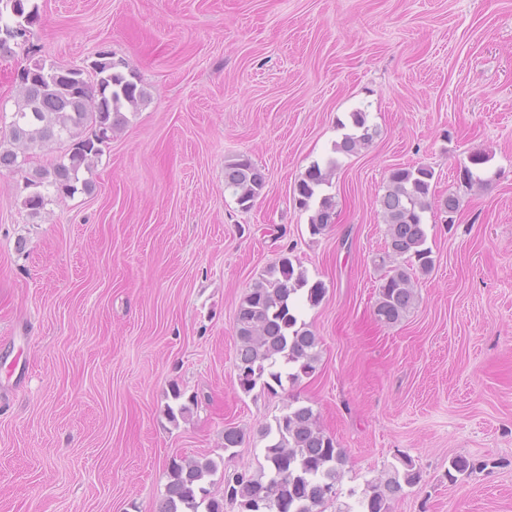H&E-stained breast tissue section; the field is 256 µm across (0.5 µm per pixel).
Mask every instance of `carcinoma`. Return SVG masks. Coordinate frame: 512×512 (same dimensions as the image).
I'll return each instance as SVG.
<instances>
[{
	"label": "carcinoma",
	"instance_id": "carcinoma-1",
	"mask_svg": "<svg viewBox=\"0 0 512 512\" xmlns=\"http://www.w3.org/2000/svg\"><path fill=\"white\" fill-rule=\"evenodd\" d=\"M40 21L39 8L31 0H0V52L11 51L19 39L13 29L27 31ZM19 99L11 120L0 136V172L25 179L23 206L38 215L54 197L87 191L90 184L80 178L103 154L112 132L126 122L125 111H135L149 94L126 62L114 60L112 52L96 53L90 70L61 68L39 61L27 64L15 78ZM348 132L334 143L335 155H352L373 139L376 130L368 113L357 109L349 115ZM50 143L65 147L59 160L47 167L30 166L31 152ZM338 166L335 156L314 161L293 188L297 204L314 208L309 230L322 234L334 214L333 198L319 195ZM434 172L427 166L391 169L377 205L387 225L386 250L378 266L385 275L378 287L374 315L380 322L400 320L414 304L416 274L428 273L434 263L426 247L424 214L429 209ZM266 184L263 170L251 158L240 155L224 166V189L238 205L250 209ZM302 296L311 306L325 296L321 282L309 283L306 271L287 254L270 264L240 302L236 317V369L245 373L240 388L256 387L277 393L283 381L292 384L317 369L318 340L306 323L299 321L295 300ZM173 404L166 414L173 423L184 418L190 407L181 402L179 386L171 387ZM265 464L257 475L241 473L224 481V495L209 496L206 478L217 472L212 460L183 459L168 469L162 512H224V503L238 512H323L336 498L344 476L346 454L321 429L309 405L294 399L274 423L265 427ZM421 480L409 459L385 475L366 483L355 504L344 512H388L389 503Z\"/></svg>",
	"mask_w": 512,
	"mask_h": 512
}]
</instances>
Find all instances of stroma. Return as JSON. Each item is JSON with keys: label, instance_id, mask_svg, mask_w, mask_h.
Listing matches in <instances>:
<instances>
[{"label": "stroma", "instance_id": "obj_1", "mask_svg": "<svg viewBox=\"0 0 512 512\" xmlns=\"http://www.w3.org/2000/svg\"><path fill=\"white\" fill-rule=\"evenodd\" d=\"M35 2L39 25L0 54L1 107L30 58L86 67L102 49L149 98L83 172L91 191L34 217L21 178L0 174V512H160L185 458L215 461L222 497L295 398L346 453L325 512L406 456L421 481L389 512H512V0ZM359 108L376 134L340 156L334 222L311 235L293 187ZM239 155L266 176L248 210L224 188ZM421 165L434 267L386 325L377 195ZM283 254L326 289L299 310L319 363L247 394L236 310ZM174 384L192 401L175 423ZM229 427L244 435L230 450ZM458 456L475 468L452 482Z\"/></svg>", "mask_w": 512, "mask_h": 512}]
</instances>
